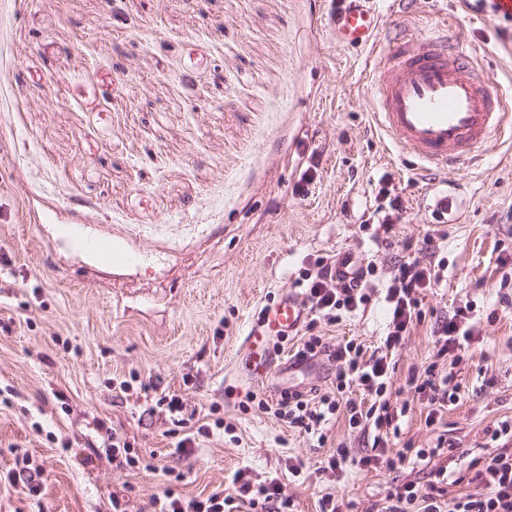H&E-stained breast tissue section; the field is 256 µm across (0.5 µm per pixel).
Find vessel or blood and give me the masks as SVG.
I'll return each instance as SVG.
<instances>
[{"instance_id":"1","label":"vessel or blood","mask_w":512,"mask_h":512,"mask_svg":"<svg viewBox=\"0 0 512 512\" xmlns=\"http://www.w3.org/2000/svg\"><path fill=\"white\" fill-rule=\"evenodd\" d=\"M370 0H342L331 18L336 42L370 53L374 75L373 120L389 143L416 161L422 174L473 158L491 136L504 130L512 114L494 93L483 73L462 51L448 48L444 39L411 50L414 33L395 42H382L379 16ZM76 248L109 260H126V253L108 237L77 236ZM336 271L345 283H359L364 269L356 254L337 257ZM307 317L304 305L285 295L266 311L263 325L244 340L236 368L237 379L248 384L267 376L272 366L273 338L296 333Z\"/></svg>"}]
</instances>
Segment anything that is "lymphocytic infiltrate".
Masks as SVG:
<instances>
[{"mask_svg": "<svg viewBox=\"0 0 512 512\" xmlns=\"http://www.w3.org/2000/svg\"><path fill=\"white\" fill-rule=\"evenodd\" d=\"M335 265V260L320 258L313 267L301 271L297 280L306 291L311 315L330 324L367 306L372 292L365 282L355 287L337 282L333 275ZM440 280L432 255L412 256L399 262L384 296L388 324L381 352L369 354L362 345L347 342L332 355L336 363L332 389L312 396L283 395L276 400L251 391L239 401V411L256 409L289 427L313 434L322 433L323 423L347 413L351 428L374 434L375 453L361 458V465L379 463V453L387 445L386 432L397 419L385 398L394 372L389 355L401 345L413 324L422 319L419 290L437 285ZM455 379L453 370L442 371L432 365L426 368L424 377L409 376L415 391L428 396L426 424L435 425L448 403L459 401L460 387ZM490 438L497 448L474 476L477 493L448 500L439 488L421 494L415 483L407 482L386 496L380 512H512V423L501 422L491 431ZM233 481L237 485L235 494L214 492L188 502L173 491H165L154 499V512H294L293 501L283 497L278 482L256 486L241 471Z\"/></svg>", "mask_w": 512, "mask_h": 512, "instance_id": "f902f5d3", "label": "lymphocytic infiltrate"}]
</instances>
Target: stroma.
Masks as SVG:
<instances>
[{
    "label": "stroma",
    "mask_w": 512,
    "mask_h": 512,
    "mask_svg": "<svg viewBox=\"0 0 512 512\" xmlns=\"http://www.w3.org/2000/svg\"><path fill=\"white\" fill-rule=\"evenodd\" d=\"M386 34L429 40L447 29L512 105V25L468 0H378ZM336 0H0V512H153L165 490L184 499L234 493L245 470L278 480L297 512L339 498L372 512L396 486L427 492L448 469V497L476 492L473 463L512 420V306L497 257L512 256V134L429 177L374 125L368 53L341 46ZM400 218L385 227L387 202ZM109 236L130 259L73 250L64 231ZM432 238L445 265L419 292L424 314L393 353L388 400L407 406L385 461L358 466L373 437L346 417L327 441L258 411L241 413L236 355L266 296L295 292L300 270L353 251L374 264L377 298L337 325L290 336L381 346L380 298L406 244ZM471 305L463 357L440 355V320ZM454 366L461 398L426 425L427 396L409 374ZM336 364L271 371L282 384L328 390ZM137 375L141 385L120 391ZM215 412L223 427L179 453L171 415ZM122 431L142 467L113 460L97 421ZM454 458L389 467L405 444ZM346 448L344 471L328 457ZM301 466L293 476L292 466ZM40 467L38 495L10 472Z\"/></svg>",
    "instance_id": "obj_1"
}]
</instances>
